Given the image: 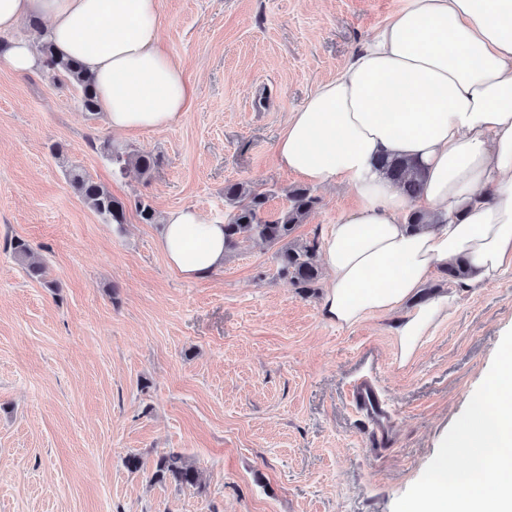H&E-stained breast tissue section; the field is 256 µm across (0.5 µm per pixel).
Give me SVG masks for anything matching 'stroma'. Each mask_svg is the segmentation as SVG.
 <instances>
[{
  "mask_svg": "<svg viewBox=\"0 0 512 512\" xmlns=\"http://www.w3.org/2000/svg\"><path fill=\"white\" fill-rule=\"evenodd\" d=\"M404 0H161L160 39L194 87L172 126L113 133L43 68L0 66V512H392L435 456L512 329V269L458 287L436 273L418 302L456 304L409 362L395 315L328 322L325 282L301 292L274 248L242 242L200 280L171 270L160 224L112 228L74 192L78 167L157 215L224 217V186L257 185L280 212L301 177L275 143L289 115L338 75ZM159 159L116 172L103 142ZM297 231L322 241L358 205L342 182ZM26 241L54 288L13 254ZM376 373L395 444L367 448L350 383ZM178 452L206 489L152 478ZM145 466L129 471L125 460Z\"/></svg>",
  "mask_w": 512,
  "mask_h": 512,
  "instance_id": "stroma-1",
  "label": "stroma"
}]
</instances>
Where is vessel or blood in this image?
I'll return each mask as SVG.
<instances>
[{"label": "vessel or blood", "mask_w": 512, "mask_h": 512, "mask_svg": "<svg viewBox=\"0 0 512 512\" xmlns=\"http://www.w3.org/2000/svg\"><path fill=\"white\" fill-rule=\"evenodd\" d=\"M350 401L365 425L368 447H392L394 437L390 411L373 379L367 376L357 379L350 388Z\"/></svg>", "instance_id": "b4317fda"}]
</instances>
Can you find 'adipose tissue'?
Here are the masks:
<instances>
[{
    "label": "adipose tissue",
    "mask_w": 512,
    "mask_h": 512,
    "mask_svg": "<svg viewBox=\"0 0 512 512\" xmlns=\"http://www.w3.org/2000/svg\"><path fill=\"white\" fill-rule=\"evenodd\" d=\"M48 19L57 49L94 74L113 131H151L184 115V68L161 47L159 0H0V64L34 68L27 18ZM280 166L311 184L349 183L358 208L327 225L326 319L353 326L399 313L398 356L409 361L454 303L448 294L405 310L432 274L457 259L469 285L512 266V0H405L332 81L293 112L276 144ZM407 157L423 169L409 201L379 170ZM427 223L407 225L411 211ZM160 249L194 280L223 268L224 224L191 208L167 212Z\"/></svg>",
    "instance_id": "1"
}]
</instances>
